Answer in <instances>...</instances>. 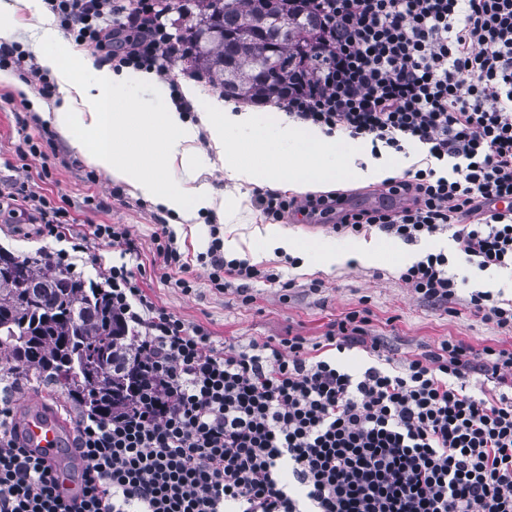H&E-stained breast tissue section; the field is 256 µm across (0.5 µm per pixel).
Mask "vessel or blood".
<instances>
[{
  "label": "vessel or blood",
  "mask_w": 512,
  "mask_h": 512,
  "mask_svg": "<svg viewBox=\"0 0 512 512\" xmlns=\"http://www.w3.org/2000/svg\"><path fill=\"white\" fill-rule=\"evenodd\" d=\"M18 430L26 444L46 460L55 463L59 477L68 490H75L70 471L61 464V453L66 440L63 428L58 420L45 414L39 399L32 398L18 422Z\"/></svg>",
  "instance_id": "1"
}]
</instances>
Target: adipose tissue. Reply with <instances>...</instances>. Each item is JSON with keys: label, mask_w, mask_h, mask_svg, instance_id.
Here are the masks:
<instances>
[{"label": "adipose tissue", "mask_w": 512, "mask_h": 512, "mask_svg": "<svg viewBox=\"0 0 512 512\" xmlns=\"http://www.w3.org/2000/svg\"><path fill=\"white\" fill-rule=\"evenodd\" d=\"M20 5L33 19L28 30L39 62L56 79L59 103L45 120L89 164L175 214L180 223H195L209 210L232 221L241 208L240 200L225 197L206 180L207 160L195 146L202 131L226 178L240 187L287 185L304 191L341 177L373 182L395 173L389 164L372 159L361 165L351 157L337 159L335 137L320 128H304L288 118L271 127L249 108L216 97L201 99L191 81L182 84L181 92L186 99L201 100L196 118L173 106L155 110L153 101L163 92L154 72H117L89 55L68 59L41 0H0V44L17 40L11 18ZM142 89L150 90V98L134 101V91ZM237 131L244 134L240 147L228 148L229 135ZM174 161L182 172L178 181L169 172Z\"/></svg>", "instance_id": "1"}]
</instances>
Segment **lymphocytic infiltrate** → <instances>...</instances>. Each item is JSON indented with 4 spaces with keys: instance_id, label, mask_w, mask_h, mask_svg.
Listing matches in <instances>:
<instances>
[{
    "instance_id": "obj_1",
    "label": "lymphocytic infiltrate",
    "mask_w": 512,
    "mask_h": 512,
    "mask_svg": "<svg viewBox=\"0 0 512 512\" xmlns=\"http://www.w3.org/2000/svg\"><path fill=\"white\" fill-rule=\"evenodd\" d=\"M71 42L107 52L114 67L163 71L185 54L158 0H45ZM323 23V69H307L283 102L321 128L432 164L385 179L398 206L355 209L344 195H258L266 220L333 217L336 232L376 227L407 243L451 232L480 270L512 269V0H310ZM446 163L442 174L436 163ZM85 251L112 297L126 339L113 372L139 371L130 402L110 413L77 407L70 454L80 499L20 440L0 404V512H512V346L474 349L455 337L395 362L368 309L347 312L321 341L269 338L240 346L191 327L147 295L122 224L95 225ZM123 262L102 267L96 242ZM154 263L191 292L190 264L169 229ZM205 257L212 288L251 282L287 291L279 273ZM445 304L457 295L444 253L400 275ZM378 360L354 375L335 353ZM488 396L467 390L473 377Z\"/></svg>"
}]
</instances>
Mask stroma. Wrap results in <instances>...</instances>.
Here are the masks:
<instances>
[{
    "label": "stroma",
    "instance_id": "1",
    "mask_svg": "<svg viewBox=\"0 0 512 512\" xmlns=\"http://www.w3.org/2000/svg\"><path fill=\"white\" fill-rule=\"evenodd\" d=\"M163 85L194 81L209 97H223L219 82L193 65L190 57L167 64L158 76ZM54 96L42 95L37 78L20 80L19 76L0 79V249L27 256L40 251H71V239H56L41 231L42 220L25 198L33 191L68 203L73 224L129 225L139 251L141 277L152 299L190 325L207 327L217 339H234L240 345L267 337L301 335L317 342L328 324L357 307L371 312V327L396 358L405 359L434 348L441 339L456 336L474 348L487 345H512V331L473 316L466 306L471 293H490L499 304L512 302V271H481L459 261L457 244L450 232L419 239L414 243L393 240L394 260L373 263L349 262L325 268L314 252L327 244L336 249L349 248L356 238L380 240L378 228L362 236L334 232L330 225L310 222L285 223L284 232L296 239L293 254L298 265H289L283 250L267 253L260 269H273L283 279L292 280L287 300L279 291L258 281L252 284L251 302H243L233 288L216 291L208 281L209 269L197 263V255L207 251L213 236L240 238L243 254H250L251 232L266 220L256 204L257 187L241 189L225 177L221 165H214L208 179L225 196H243V208L236 223H227L220 215L208 213L195 230L177 233L176 243L194 263L195 288L184 293L165 282L154 265V235L162 224L171 223L170 213L133 195L125 186L112 182L104 173L90 166L68 142L58 137L43 119L44 111L54 104ZM38 145L30 153V145ZM442 252L449 259L448 271L459 282L452 312L424 300L406 288L401 271L428 253Z\"/></svg>",
    "mask_w": 512,
    "mask_h": 512
}]
</instances>
